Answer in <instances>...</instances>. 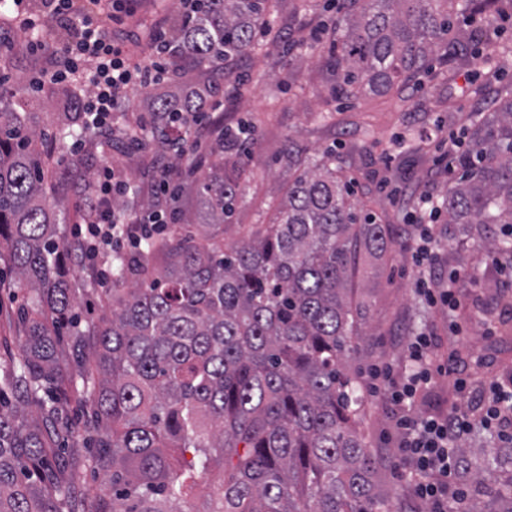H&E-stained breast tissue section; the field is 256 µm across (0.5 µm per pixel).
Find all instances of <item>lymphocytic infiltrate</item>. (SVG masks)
<instances>
[{"label":"lymphocytic infiltrate","instance_id":"1","mask_svg":"<svg viewBox=\"0 0 512 512\" xmlns=\"http://www.w3.org/2000/svg\"><path fill=\"white\" fill-rule=\"evenodd\" d=\"M45 2L54 15L64 18L65 28L72 31L73 37L65 42L58 64L42 73V80L63 83L77 73H85L90 92L83 100L82 110L90 118L95 133L111 132L112 114L119 103L128 101L134 90L162 80L165 68L160 58L171 53L170 40H159L156 60L134 64L128 58L124 41L114 38L111 29L104 25L105 19L130 11L131 0H83L79 8L74 7L73 0ZM130 191L129 184L115 180L111 163H104L88 206L86 230L73 242L76 249L96 256L102 246L127 242L137 247L157 234L159 225L167 221L165 211H154L143 217L113 208V197ZM430 244L429 228L417 225L413 252L416 290L430 306L456 311L459 305L456 285L465 275L455 272L449 274L447 282L438 281L431 272ZM432 340V335L424 332L412 336L407 344L410 361L407 371L399 374L387 365L375 369L372 378L395 384L390 397L401 409L398 420L403 438L401 452L417 476L415 495L430 503L431 512H453L465 497L463 483L455 479L460 439L479 426L492 432L499 443L512 445V406H507L505 394L499 389L484 394L471 388L467 379L458 377L457 366L451 363L444 371L455 376L456 387L467 400L466 409L444 415L412 414L417 391L433 379Z\"/></svg>","mask_w":512,"mask_h":512}]
</instances>
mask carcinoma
<instances>
[{"label":"carcinoma","mask_w":512,"mask_h":512,"mask_svg":"<svg viewBox=\"0 0 512 512\" xmlns=\"http://www.w3.org/2000/svg\"><path fill=\"white\" fill-rule=\"evenodd\" d=\"M474 0H336L328 60L336 93H388L473 49L489 67L495 108L470 115L471 149L457 158L442 200L450 224L512 227V48L489 27L458 17ZM264 0H195L177 14L180 50L219 69L248 54ZM79 112L56 129L84 133ZM26 113L0 106V237L22 293L19 357L3 361L0 387V512H76L70 472L46 448L70 432L75 392L91 393L92 458L112 494L90 512H389L373 483L378 459L361 434L363 405L345 359L359 349L351 253L362 239L386 246L383 225L361 216L336 157L288 149V190L273 222L224 250L242 194L241 169L219 166L196 180L205 223L195 233L144 244L119 257L112 318L81 328L68 280L76 252L55 229L68 198L51 205L53 170L36 148ZM489 253L512 236L487 238ZM67 343L71 361L60 353ZM93 349V366L84 367ZM39 409L40 423L28 418ZM470 497L458 512H512V447L458 448ZM509 473L497 485L486 473Z\"/></svg>","instance_id":"1"}]
</instances>
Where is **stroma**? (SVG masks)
Returning a JSON list of instances; mask_svg holds the SVG:
<instances>
[{"mask_svg":"<svg viewBox=\"0 0 512 512\" xmlns=\"http://www.w3.org/2000/svg\"><path fill=\"white\" fill-rule=\"evenodd\" d=\"M297 2L265 0V18L273 35L257 37L256 52L238 56L230 73L186 58L165 83L136 91L126 108L112 115L111 147L83 151L81 159L93 171L101 161H111L116 180L140 188L154 179L159 159L168 164L173 178H180L186 163L174 151L151 142L145 151L127 152V128L137 116H154L157 96L179 92L190 83L213 84L214 118L231 125L246 123L254 132L253 138L224 149L225 156L245 169L247 178L235 219L224 228V244L231 247L270 223L288 185L283 156L289 145L312 155H335L351 183L356 207L384 224L388 240L384 252L363 248L356 257L353 302L362 310L367 336L346 367L358 377L365 397L359 429L379 460L375 479L392 512H428V503L411 492L412 467L400 459L398 411L385 392H372L370 371L386 362L403 364L409 335L424 330L435 336L433 364L452 358L464 376L481 379L483 387L507 383L512 379V283L487 261L480 247L484 229L474 230L466 241L460 225L439 220L433 235L439 243L440 274L453 269L468 274L458 317L462 330L453 332L446 310L427 307L415 292L410 227L421 218L396 205L390 192L398 188L415 195L428 193L437 200L447 193L449 134L467 139L463 116L491 107L480 91L486 66L474 57L442 72L420 75L396 93L337 98L336 75L325 62L336 10L330 0H309L305 11L297 10ZM181 8L180 0H133L131 12L113 24L112 32L127 38L131 58L154 56L155 30L170 28ZM313 29L320 36L310 43L306 36ZM5 31L15 38L14 50L5 60L10 86L26 102L32 125L52 132L65 113L77 111L87 87L75 78L56 85L51 95L32 90L30 83L42 70L43 56L17 39L16 25ZM69 280L83 318L99 322L111 316V296L91 287L87 264L72 266ZM463 404L454 377L440 376L417 394L414 408L439 414Z\"/></svg>","mask_w":512,"mask_h":512,"instance_id":"obj_1","label":"stroma"}]
</instances>
